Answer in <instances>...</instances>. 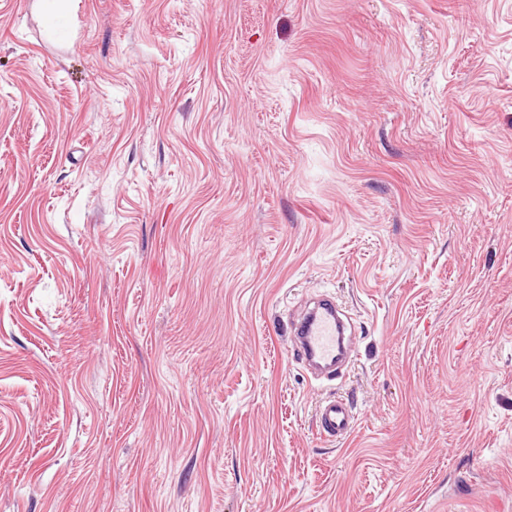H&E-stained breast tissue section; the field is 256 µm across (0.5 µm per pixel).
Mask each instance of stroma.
I'll list each match as a JSON object with an SVG mask.
<instances>
[{"label":"stroma","mask_w":512,"mask_h":512,"mask_svg":"<svg viewBox=\"0 0 512 512\" xmlns=\"http://www.w3.org/2000/svg\"><path fill=\"white\" fill-rule=\"evenodd\" d=\"M0 512H512V0H0ZM296 334L301 357L320 369L331 372L344 355L343 328L331 305H323L314 311ZM323 432L332 438H347L355 427V417L349 406L338 398L322 402L318 410Z\"/></svg>","instance_id":"35a3bbf8"}]
</instances>
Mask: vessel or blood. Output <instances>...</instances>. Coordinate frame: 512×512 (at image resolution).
<instances>
[{
	"label": "vessel or blood",
	"instance_id": "b4317fda",
	"mask_svg": "<svg viewBox=\"0 0 512 512\" xmlns=\"http://www.w3.org/2000/svg\"><path fill=\"white\" fill-rule=\"evenodd\" d=\"M297 349L311 364L324 370L333 369L345 352L343 328L333 306L314 311L297 331ZM323 432L332 438H345L355 427L349 406L338 398L322 402L318 410Z\"/></svg>",
	"mask_w": 512,
	"mask_h": 512
}]
</instances>
